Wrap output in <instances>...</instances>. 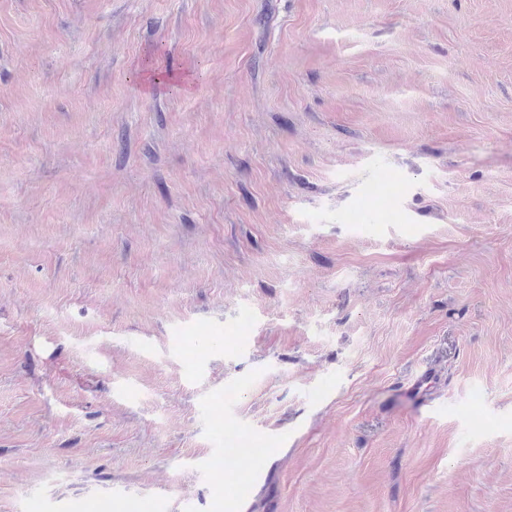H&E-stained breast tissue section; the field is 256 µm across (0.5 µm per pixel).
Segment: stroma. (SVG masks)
I'll use <instances>...</instances> for the list:
<instances>
[{
	"label": "stroma",
	"instance_id": "obj_1",
	"mask_svg": "<svg viewBox=\"0 0 512 512\" xmlns=\"http://www.w3.org/2000/svg\"><path fill=\"white\" fill-rule=\"evenodd\" d=\"M234 443V512H512V0H0V512Z\"/></svg>",
	"mask_w": 512,
	"mask_h": 512
}]
</instances>
